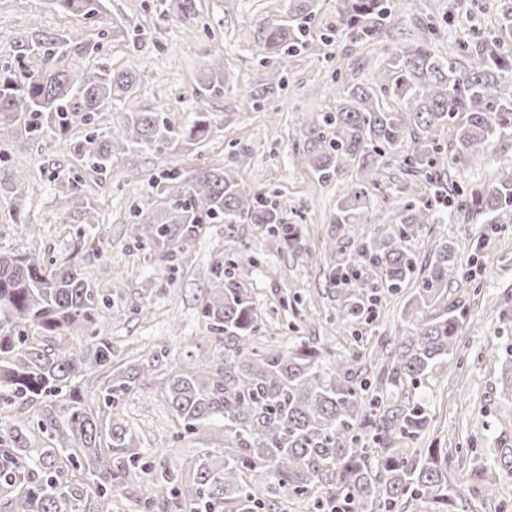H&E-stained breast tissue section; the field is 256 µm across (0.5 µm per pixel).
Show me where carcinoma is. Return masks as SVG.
<instances>
[{
  "label": "carcinoma",
  "instance_id": "obj_1",
  "mask_svg": "<svg viewBox=\"0 0 512 512\" xmlns=\"http://www.w3.org/2000/svg\"><path fill=\"white\" fill-rule=\"evenodd\" d=\"M66 13L83 18L99 15L102 0H53ZM168 12L182 20L196 17L195 0H167ZM497 29L467 50L466 63L451 49L434 53L431 41L405 42L382 58L370 85L348 84L325 113L307 130L296 159L322 182L350 170L352 183L336 202L337 224L351 236L363 233L361 212L369 189L379 188V161L398 162L409 181L403 184L398 230L371 236L349 268L328 273L334 286L346 290L341 320L364 319L360 294L384 281L391 290L415 273L405 243L424 224H441L452 213L484 214L488 223L512 217V162L497 167L495 184L468 193H426L440 170H458L492 160L495 142L512 132V0H498ZM319 11L318 0H289L285 15L269 23L260 44L268 72L250 93L253 107L277 89L284 77L277 70L283 56L318 47L308 38ZM399 19L398 0H339L336 21L365 44L375 43ZM101 43L73 28L62 35L38 34L18 42L11 57H0V162L11 141L34 139L52 122L66 131H85L70 142L71 150L98 172L113 157L136 146L159 153L179 144L195 145L208 136L209 116L177 128L165 112H126L125 120L107 133L93 127L97 114L129 98L138 79L131 73L95 66L79 71L59 66L69 55L91 56ZM224 58L211 60L200 88L224 93ZM450 132L449 141L441 138ZM248 149L229 155L222 168L200 167L187 182L177 168L154 178L162 199L153 211L131 204V231L146 241L161 269L174 270L181 252L176 242L196 239L206 224H266L270 233L293 244L294 224L284 222L279 208L240 175ZM65 197L75 204L82 224L98 223L93 205L83 196L82 179L64 183ZM467 275L453 246H435L423 280L409 308V329L390 341V358L378 383L414 385L456 352L463 313L448 300V281ZM110 299L89 288L83 267L60 266L50 258L21 249L0 251V403L6 406L41 402L47 405L51 447L29 451L22 430H0V502L4 512H82L83 484L61 478L57 457L74 450L78 470L88 476L101 497L115 482L143 470L130 452L131 435L120 419L87 409L79 391L85 377L84 355L71 345H42L32 336L61 340L88 334L94 340L93 361L112 364V342L103 333L100 309ZM202 317L213 341L224 344V360L193 373L173 372L165 396L175 417L187 429L207 420L224 421V455H202L192 487L181 493L176 477L164 473L150 494L164 496L172 512H258L261 493L269 485L285 495L307 497L319 512H395L409 503L420 512H469L489 472L478 464L470 485L461 489L448 477V453L438 448H399L426 430L421 403L383 404L379 391L354 373L352 358L336 357L325 366L321 353L303 338L286 350L257 342L262 329L254 300L231 281L230 272L215 275L206 292ZM502 393L512 399V345L502 355ZM145 377L143 369L122 371L102 404L117 406L119 397ZM63 408V422L54 415ZM494 468L512 475V445L493 449Z\"/></svg>",
  "mask_w": 512,
  "mask_h": 512
}]
</instances>
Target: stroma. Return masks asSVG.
Returning <instances> with one entry per match:
<instances>
[{
    "instance_id": "stroma-1",
    "label": "stroma",
    "mask_w": 512,
    "mask_h": 512,
    "mask_svg": "<svg viewBox=\"0 0 512 512\" xmlns=\"http://www.w3.org/2000/svg\"><path fill=\"white\" fill-rule=\"evenodd\" d=\"M496 2L401 0L398 25L379 42L365 45L352 31L337 28V0H319L321 9L310 32L320 43L318 52L283 57L285 87L257 109L250 91L264 76L259 37L270 21L286 12L288 0H197L198 15L192 23L168 16L166 0H103L93 20L61 12L52 0H0V54L12 52L22 37L35 33L79 27L95 42L105 22H129L127 36L100 40L104 46L99 54L63 62L73 70L105 65L139 76L134 97L122 108L99 112L96 125L102 130L121 123L128 111L161 109L178 127L191 125L201 107L211 118L210 136L191 152L157 154L130 148L102 174L89 171L69 149L80 128L65 137L52 127L36 140L18 137L9 163L27 182L18 192L0 195L1 251L23 247L60 264L77 258L91 287L110 299L112 307L104 317L112 363L87 364L82 385L86 405L99 410L103 390L120 370L149 364L144 385L124 394L113 414L130 429L134 453L152 472L168 467L187 486L202 454L224 452L223 421H209L178 435L164 391L172 370L197 373L224 355L223 345L208 338L201 305L213 286L215 266L224 261L227 238L240 244L235 280L261 313L263 336L282 350L303 337L328 364L337 356L355 355L356 371L377 382L381 365L368 354L405 328L404 305L418 282L410 280L393 293L382 286L367 291L368 323L345 327L337 321L343 297L340 288L330 285L328 272L351 265L362 245L334 221L336 201L352 177L346 172L331 182H318L297 163L294 148L308 126L334 109L344 84L374 79L373 66L386 49L423 37L430 20L441 30L432 43L435 51L444 54L460 44L472 45L492 32ZM218 52L231 84L220 95H200L199 74ZM238 145L249 150L242 178L271 194L285 222L298 225L300 247L289 248L261 224H211L199 238L182 244L178 268L163 272L147 260L146 249L130 231L131 202L153 208L157 195L151 180L158 172L175 167L187 176L200 166L223 165ZM75 174L81 175L84 195L99 215L98 255L75 249L79 227L71 221L73 212L62 192L65 178ZM404 179L398 164L383 160L380 186L372 191L365 214L368 234L395 230L402 200L398 188ZM443 240L471 270L468 279L448 286L449 298L466 313L460 329L463 358L449 360L417 386L389 388L387 396L426 405L430 422L417 445L447 450L448 474L463 486L477 459L489 458L499 444H512V401L501 393V350L512 343V309L506 306L512 299V223L493 230L485 216L477 215L424 225L407 242L417 267L429 263L435 245ZM144 304L153 313L142 319L136 310ZM45 419V409L37 403L5 410L0 412V430H26L32 447L44 448ZM151 483L150 474L139 473L119 483L111 500L86 494L84 512H171L161 499L145 505Z\"/></svg>"
}]
</instances>
